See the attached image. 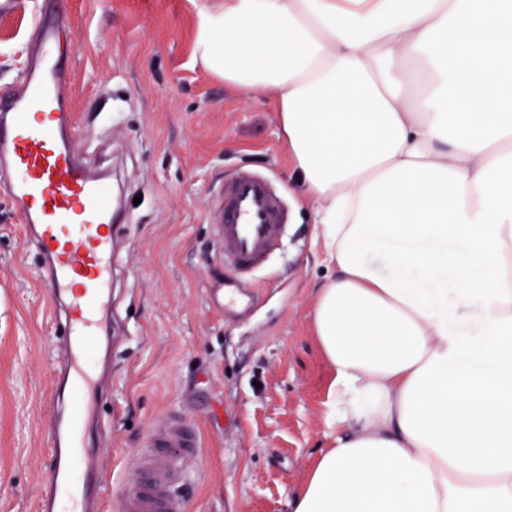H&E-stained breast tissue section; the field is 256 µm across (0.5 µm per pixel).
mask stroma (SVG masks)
Returning <instances> with one entry per match:
<instances>
[{"label":"stroma","instance_id":"1","mask_svg":"<svg viewBox=\"0 0 512 512\" xmlns=\"http://www.w3.org/2000/svg\"><path fill=\"white\" fill-rule=\"evenodd\" d=\"M200 0H66L61 40L76 153L121 197L112 299L121 342L98 408L104 512L136 487L135 455L151 425L188 416L200 462L179 490L187 512H289L329 438L333 369L311 328L324 274L310 249L313 214L288 185L272 96L243 97L195 59ZM54 0H0V93L22 86L37 16ZM242 170L283 192V243L251 282L256 306L232 320L215 308L224 266L216 200ZM13 200L0 192V512H38L49 471L52 296Z\"/></svg>","mask_w":512,"mask_h":512}]
</instances>
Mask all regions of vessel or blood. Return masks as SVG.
Segmentation results:
<instances>
[{
	"instance_id": "1",
	"label": "vessel or blood",
	"mask_w": 512,
	"mask_h": 512,
	"mask_svg": "<svg viewBox=\"0 0 512 512\" xmlns=\"http://www.w3.org/2000/svg\"><path fill=\"white\" fill-rule=\"evenodd\" d=\"M64 8L36 26L37 56L23 77V91L0 100V169L10 181L1 187L21 210L46 270V284L59 300L56 336L62 363L58 396L71 406L58 413L50 434L51 467L43 484L40 512H101L97 488L103 480L90 446L93 403L108 392L107 366L98 339L112 318V267L119 225L113 222L111 185L92 178L77 163L80 133L66 108L69 74L60 49ZM217 239L224 258V285L210 291L225 314L248 317L252 298L245 286L265 268L279 246L286 209L272 182L244 171L225 181L218 198ZM198 438L184 417L157 422L137 468L148 475L118 502L117 512H185L174 487L197 456Z\"/></svg>"
}]
</instances>
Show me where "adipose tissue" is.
<instances>
[{
    "instance_id": "obj_1",
    "label": "adipose tissue",
    "mask_w": 512,
    "mask_h": 512,
    "mask_svg": "<svg viewBox=\"0 0 512 512\" xmlns=\"http://www.w3.org/2000/svg\"><path fill=\"white\" fill-rule=\"evenodd\" d=\"M328 275L330 445L290 512H512V0H205Z\"/></svg>"
}]
</instances>
